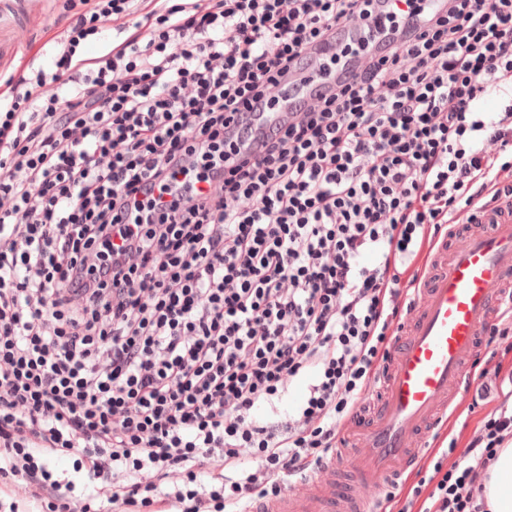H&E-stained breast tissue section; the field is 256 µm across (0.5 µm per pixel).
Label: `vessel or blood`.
<instances>
[{
  "instance_id": "obj_1",
  "label": "vessel or blood",
  "mask_w": 512,
  "mask_h": 512,
  "mask_svg": "<svg viewBox=\"0 0 512 512\" xmlns=\"http://www.w3.org/2000/svg\"><path fill=\"white\" fill-rule=\"evenodd\" d=\"M341 49L338 43L309 47L305 66L271 90L275 105L257 115L259 130L289 124L295 101L311 108L319 89L337 87L340 75L325 60ZM477 221L479 230L462 240L450 232L435 240L380 369V394L367 416H354L339 437V450L351 452L344 490H337L330 465L309 483L261 500L259 512H384V489L415 469L425 437L447 424L456 395L471 384L486 330L512 296V198L482 209Z\"/></svg>"
}]
</instances>
